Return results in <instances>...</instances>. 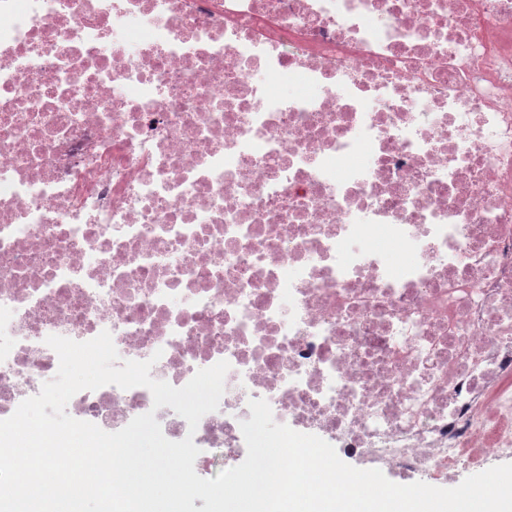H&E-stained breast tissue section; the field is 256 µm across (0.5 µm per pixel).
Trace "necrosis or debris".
<instances>
[{"label":"necrosis or debris","instance_id":"1","mask_svg":"<svg viewBox=\"0 0 512 512\" xmlns=\"http://www.w3.org/2000/svg\"><path fill=\"white\" fill-rule=\"evenodd\" d=\"M105 330L229 363L200 474L252 399L363 469L511 461L512 0H0V415Z\"/></svg>","mask_w":512,"mask_h":512}]
</instances>
